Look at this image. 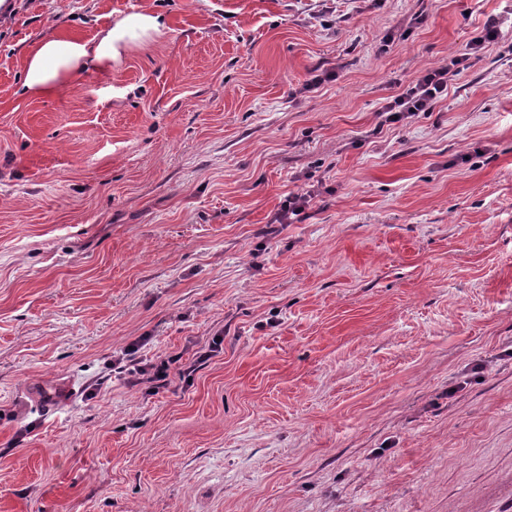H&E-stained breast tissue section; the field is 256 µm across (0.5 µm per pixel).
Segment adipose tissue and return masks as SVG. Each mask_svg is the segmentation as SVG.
Listing matches in <instances>:
<instances>
[{
    "label": "adipose tissue",
    "instance_id": "adipose-tissue-1",
    "mask_svg": "<svg viewBox=\"0 0 512 512\" xmlns=\"http://www.w3.org/2000/svg\"><path fill=\"white\" fill-rule=\"evenodd\" d=\"M163 27L157 16L132 14L108 29L94 43L66 41L51 35L29 54L25 63L23 86L29 94H52L67 76L90 65L111 63L124 39H137Z\"/></svg>",
    "mask_w": 512,
    "mask_h": 512
}]
</instances>
